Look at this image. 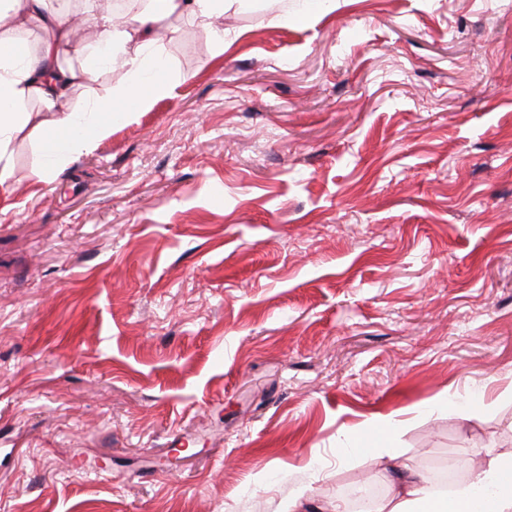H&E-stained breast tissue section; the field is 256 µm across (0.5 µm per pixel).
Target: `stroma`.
<instances>
[{
	"instance_id": "1",
	"label": "stroma",
	"mask_w": 512,
	"mask_h": 512,
	"mask_svg": "<svg viewBox=\"0 0 512 512\" xmlns=\"http://www.w3.org/2000/svg\"><path fill=\"white\" fill-rule=\"evenodd\" d=\"M250 0L0 193V512H333L512 452V0ZM288 13L289 24L277 16Z\"/></svg>"
}]
</instances>
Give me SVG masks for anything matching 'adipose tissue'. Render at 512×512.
<instances>
[{
  "label": "adipose tissue",
  "instance_id": "ef3b65f1",
  "mask_svg": "<svg viewBox=\"0 0 512 512\" xmlns=\"http://www.w3.org/2000/svg\"><path fill=\"white\" fill-rule=\"evenodd\" d=\"M245 0H144L124 20L109 12L89 10L87 22L98 36L87 41L66 13L48 9L46 0H0V187L12 176L10 147L23 132L39 135L48 161V177L80 156L92 153L110 135L113 124L170 97L174 80L158 65L159 23L173 15L194 16L209 34L216 54L224 52V36L215 17ZM73 48L78 66L59 61L62 48ZM122 70L127 81L109 94L91 96L77 112L59 103L77 89L92 88L102 70ZM392 496L374 504L372 512H512V452L490 457L470 481L451 496H440L430 480L399 467L393 456L377 458Z\"/></svg>",
  "mask_w": 512,
  "mask_h": 512
}]
</instances>
